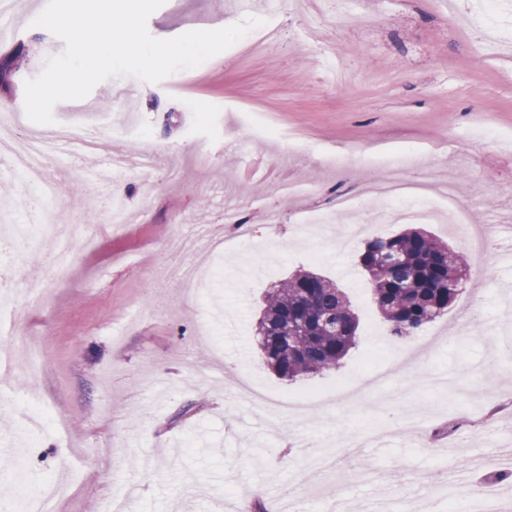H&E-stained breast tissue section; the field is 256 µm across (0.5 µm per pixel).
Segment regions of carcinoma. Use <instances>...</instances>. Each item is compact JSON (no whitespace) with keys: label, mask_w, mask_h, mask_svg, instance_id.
I'll return each instance as SVG.
<instances>
[{"label":"carcinoma","mask_w":512,"mask_h":512,"mask_svg":"<svg viewBox=\"0 0 512 512\" xmlns=\"http://www.w3.org/2000/svg\"><path fill=\"white\" fill-rule=\"evenodd\" d=\"M359 259L387 335L396 341L445 315L458 295L448 281L469 267L421 228L375 237ZM358 329L346 293L331 279L302 268L266 293L257 343L271 372L296 381L338 370L357 343Z\"/></svg>","instance_id":"1"}]
</instances>
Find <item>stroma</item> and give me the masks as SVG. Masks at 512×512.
<instances>
[{"mask_svg":"<svg viewBox=\"0 0 512 512\" xmlns=\"http://www.w3.org/2000/svg\"><path fill=\"white\" fill-rule=\"evenodd\" d=\"M318 0L305 16L291 4L267 14V0H166L148 20L154 37L214 30L249 17L275 30L252 50L234 44L161 82L114 77L89 96L53 109L57 125L94 129L108 149L78 163L51 154L48 173L67 168L78 190L56 204L53 232L24 246V272L47 268L66 249L69 277L37 306L18 281L0 301V345L19 336L44 355L40 373L14 364L0 384L15 408L0 415L11 436L0 453V512H16V489L61 482L54 512H103L133 490L127 512H274L310 445L336 456L322 484L327 508L345 491L349 512L367 500L400 501L411 512L443 484L468 485L487 459L512 447V0L484 19L471 0ZM35 0H17L0 58L23 49L0 88L24 110V83L65 44L33 26ZM337 60L343 79L326 67ZM149 154L152 166L125 170L109 185L87 180L110 156ZM383 153L404 177L434 170L489 233L485 274L469 272L447 315L410 337L412 362L381 390L343 406L325 399L302 413L269 417L237 401L252 379L272 395L300 393L263 364L256 322L268 288L306 268L345 288L359 339L330 380L361 376L370 354H395L358 264L366 241L400 233L394 224H352L337 214L346 182L377 180L368 164ZM313 183L312 196L288 185ZM122 198L128 220L113 226L107 202ZM245 219L226 223V213ZM353 234L349 252L338 238ZM198 250L225 238L206 288L184 294L169 260L174 239ZM38 400L65 426L29 438L18 432L23 400ZM390 423L383 448L358 449L347 470L337 448L361 419Z\"/></svg>","mask_w":512,"mask_h":512,"instance_id":"obj_1","label":"stroma"}]
</instances>
